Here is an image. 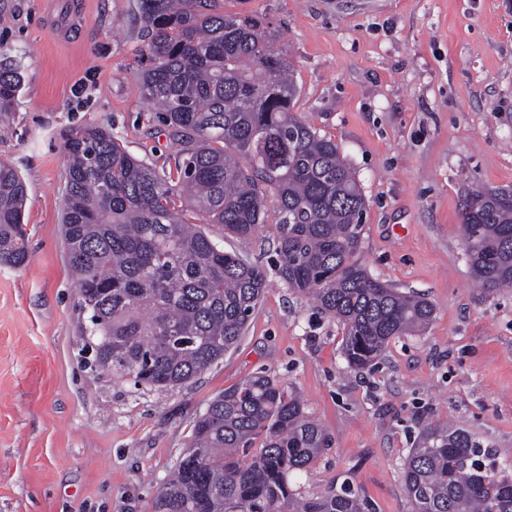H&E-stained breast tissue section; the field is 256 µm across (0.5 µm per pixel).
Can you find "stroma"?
<instances>
[{
    "mask_svg": "<svg viewBox=\"0 0 512 512\" xmlns=\"http://www.w3.org/2000/svg\"><path fill=\"white\" fill-rule=\"evenodd\" d=\"M0 0V55L22 67L0 115V160L28 189L30 263L0 265V512H148L209 401L259 371L297 393L329 445L293 489L346 486L365 512H411L402 464L428 426L468 431L512 476V290L479 288L460 201L512 189V0H222L260 16L296 71L299 118L330 137L368 201L359 263L435 312L355 370L342 325L272 280L236 348L172 388L99 370L62 236L64 135L105 128L173 169L177 149L139 93V0ZM262 267L270 229L209 224Z\"/></svg>",
    "mask_w": 512,
    "mask_h": 512,
    "instance_id": "obj_1",
    "label": "stroma"
}]
</instances>
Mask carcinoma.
<instances>
[{"instance_id":"1","label":"carcinoma","mask_w":512,"mask_h":512,"mask_svg":"<svg viewBox=\"0 0 512 512\" xmlns=\"http://www.w3.org/2000/svg\"><path fill=\"white\" fill-rule=\"evenodd\" d=\"M140 14L149 36L141 97L179 146L175 170L132 156L98 126L64 135L62 224L96 367L171 388L237 344L268 272L221 249L205 224L243 238L272 224L275 274L343 325L352 368L425 330L433 305L358 263L367 200L336 142L294 114L300 90L268 25L224 12L218 0H140ZM21 84L19 63L1 60L0 113L12 110ZM26 196L1 160L0 264L16 269L30 261ZM460 215L476 280L512 288V190L467 194ZM327 446L296 393L264 372L250 375L198 417L192 451L150 512H364L346 488L316 496L291 488L288 475ZM480 453L462 429H423L402 464L413 512H512V478Z\"/></svg>"}]
</instances>
